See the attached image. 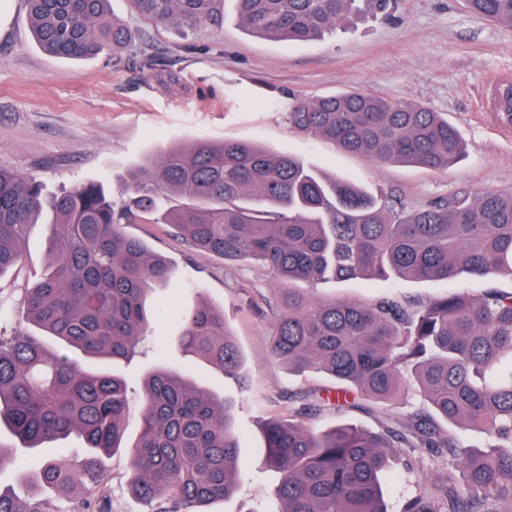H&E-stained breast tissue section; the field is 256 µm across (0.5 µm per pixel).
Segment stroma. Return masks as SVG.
Segmentation results:
<instances>
[{
  "instance_id": "stroma-1",
  "label": "stroma",
  "mask_w": 512,
  "mask_h": 512,
  "mask_svg": "<svg viewBox=\"0 0 512 512\" xmlns=\"http://www.w3.org/2000/svg\"><path fill=\"white\" fill-rule=\"evenodd\" d=\"M110 5L134 35L119 61L108 52L82 61L45 53L29 28L26 0H14L0 33V167L35 176L47 192L98 180L115 204H123L120 182L142 156L198 139L259 143L409 210L463 191L512 192V135L500 133L485 116L488 86L500 74H512V27L474 15L464 0H396L389 16L367 13L322 40L290 43L244 30L235 19L234 0H225L223 18L187 32L154 24L130 0ZM147 58L154 67L144 66ZM354 88L442 113L462 137L463 158L444 173L377 165L289 125L293 98ZM124 230L168 260L173 276L149 301L154 341L117 368L134 393L142 377L163 362L236 401L241 476L233 494L212 504L211 512H254L269 503L277 483L257 451L264 423L287 409L291 395L315 398L334 382L322 374L290 372L270 358L276 283L267 270L199 251L170 224L148 221ZM45 232V225L33 226L23 270L0 278V335L13 336L23 287L43 271ZM491 288L511 293L512 278L305 286L317 298L357 302L390 292L400 299L459 290L479 296ZM200 299L223 307L245 354V386L205 362L166 352L162 339L178 332V311ZM103 463L106 479L94 493L105 497L110 512H159L161 501L143 499L130 487L128 449L107 455ZM453 464L425 448L397 456L384 479L388 512H402L408 498L440 482Z\"/></svg>"
}]
</instances>
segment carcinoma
<instances>
[{
	"label": "carcinoma",
	"instance_id": "1",
	"mask_svg": "<svg viewBox=\"0 0 512 512\" xmlns=\"http://www.w3.org/2000/svg\"><path fill=\"white\" fill-rule=\"evenodd\" d=\"M155 23L185 30L216 20L224 0H131ZM250 33L312 42L355 20L359 0H235ZM481 17L512 27V0H466ZM36 43L47 53L117 55L132 34L108 0H27ZM512 123V85L498 88ZM295 128L375 163L446 172L463 154L458 130L438 112L362 91L295 99ZM115 208L103 184L84 182L48 197L40 180L0 167V277L22 265L32 225L49 212L45 276L25 290L16 334L0 338V428L19 447L43 448L75 434L88 455L75 466L45 456L22 476L36 495H68L104 479L100 455L130 449L132 488L162 497L164 512L227 498L239 476L233 403L207 384L159 365L142 380L139 433L127 439L130 385L116 371L71 357L118 362L148 335V299L168 280V261L122 225L153 213L162 197L184 203L168 223L193 247L268 269L275 315L267 350L288 369L324 373L336 394L376 405L379 431L338 424L316 432L302 402L271 418L258 448L278 476L265 512H387L383 479L396 448H429L459 460L441 483L409 498L403 512H503L512 505V293L467 292L402 304L323 300L296 282L355 279L451 281L512 277V192L459 193L425 208L389 210L367 191L322 176L303 160L245 141L197 140L143 157ZM177 347L238 377L244 354L224 309L198 303L179 316ZM422 407L388 410L408 387ZM484 435L480 450L438 420ZM0 512L25 507L0 487Z\"/></svg>",
	"mask_w": 512,
	"mask_h": 512
}]
</instances>
